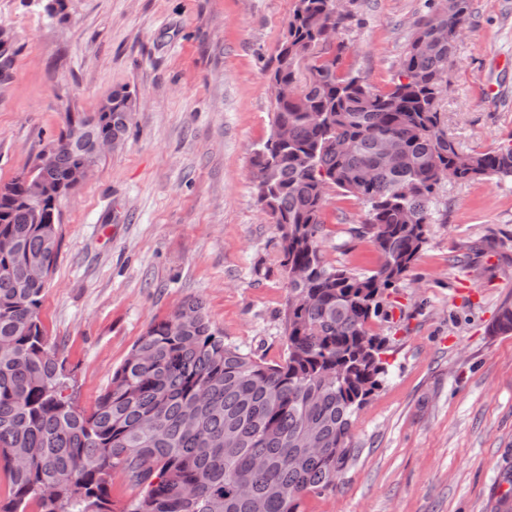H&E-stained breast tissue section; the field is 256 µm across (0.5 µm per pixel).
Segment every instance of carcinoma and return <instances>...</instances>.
I'll return each instance as SVG.
<instances>
[{
  "instance_id": "carcinoma-1",
  "label": "carcinoma",
  "mask_w": 512,
  "mask_h": 512,
  "mask_svg": "<svg viewBox=\"0 0 512 512\" xmlns=\"http://www.w3.org/2000/svg\"><path fill=\"white\" fill-rule=\"evenodd\" d=\"M471 15L457 0L430 30L433 13L416 23L397 80L378 90L343 68L344 46H326V28L348 12L336 0H297L271 79L309 76L297 98L276 102L273 125L252 157L257 203L280 234L288 280L286 346L269 361L224 343L202 302L184 301L153 322L117 367L94 407L68 394L65 360L49 344L41 319L48 281L26 274L40 258L52 270L60 248V213L73 170L85 159L81 138L125 139L130 94L116 90L105 112H68L51 140L56 163L31 167L45 184L27 202L16 175L0 184V468L9 496L0 512H112V479L141 489L123 512H303L304 498L336 489L358 453L351 431L381 389L389 338L370 323L389 317L386 299L427 242L432 206L445 181L512 178V138L484 152H464L448 138L438 100L448 61ZM386 139L401 143L391 165ZM339 190L367 207L355 233L379 254L369 274L329 263L324 207ZM193 316L181 321L184 311ZM512 333V304L491 324Z\"/></svg>"
}]
</instances>
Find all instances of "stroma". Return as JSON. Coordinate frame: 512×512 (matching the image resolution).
Masks as SVG:
<instances>
[{"label": "stroma", "instance_id": "1", "mask_svg": "<svg viewBox=\"0 0 512 512\" xmlns=\"http://www.w3.org/2000/svg\"><path fill=\"white\" fill-rule=\"evenodd\" d=\"M0 0L19 49L0 98V183L30 168L69 112L133 97L125 145L60 202V249L41 318L92 408L148 326L203 301L227 344L279 359L288 279L256 201L254 148L271 128L270 71L296 0ZM345 66L376 88L397 73L425 0H344ZM438 110L467 152L512 138V0H472ZM327 260L379 261L329 191ZM388 374L352 430L357 459L304 512H492L512 465V180L444 183L420 257L392 290Z\"/></svg>", "mask_w": 512, "mask_h": 512}]
</instances>
